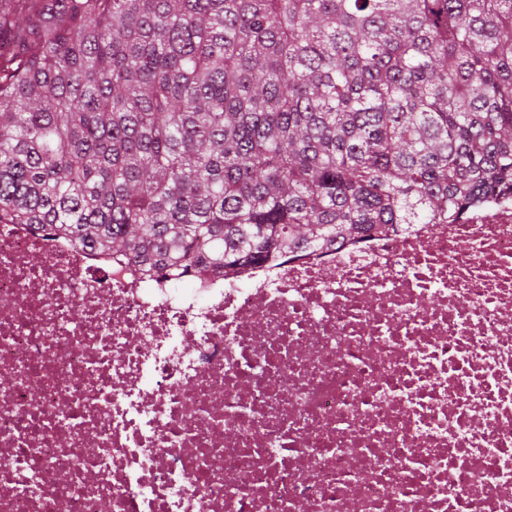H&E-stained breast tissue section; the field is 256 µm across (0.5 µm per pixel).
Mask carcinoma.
<instances>
[{
	"label": "carcinoma",
	"instance_id": "1",
	"mask_svg": "<svg viewBox=\"0 0 512 512\" xmlns=\"http://www.w3.org/2000/svg\"><path fill=\"white\" fill-rule=\"evenodd\" d=\"M512 192V0H0V224L226 272Z\"/></svg>",
	"mask_w": 512,
	"mask_h": 512
}]
</instances>
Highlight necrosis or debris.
<instances>
[{"instance_id": "4bbe7bcc", "label": "necrosis or debris", "mask_w": 512, "mask_h": 512, "mask_svg": "<svg viewBox=\"0 0 512 512\" xmlns=\"http://www.w3.org/2000/svg\"><path fill=\"white\" fill-rule=\"evenodd\" d=\"M512 512V194L189 282L0 228V512Z\"/></svg>"}]
</instances>
